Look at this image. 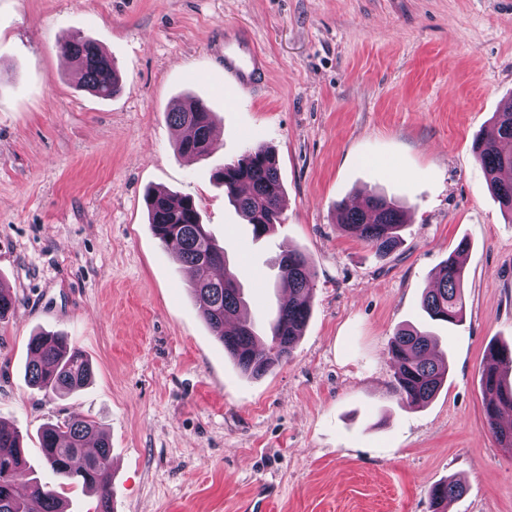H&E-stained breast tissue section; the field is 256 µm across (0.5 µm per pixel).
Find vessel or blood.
I'll return each mask as SVG.
<instances>
[{
	"label": "vessel or blood",
	"mask_w": 512,
	"mask_h": 512,
	"mask_svg": "<svg viewBox=\"0 0 512 512\" xmlns=\"http://www.w3.org/2000/svg\"><path fill=\"white\" fill-rule=\"evenodd\" d=\"M268 70L266 56L249 35L233 31L224 35V76L231 87L250 90L261 84Z\"/></svg>",
	"instance_id": "1"
}]
</instances>
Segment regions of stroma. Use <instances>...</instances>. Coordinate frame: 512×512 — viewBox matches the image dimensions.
I'll return each instance as SVG.
<instances>
[{
  "instance_id": "1",
  "label": "stroma",
  "mask_w": 512,
  "mask_h": 512,
  "mask_svg": "<svg viewBox=\"0 0 512 512\" xmlns=\"http://www.w3.org/2000/svg\"><path fill=\"white\" fill-rule=\"evenodd\" d=\"M247 31L264 84H224L225 32ZM95 41L121 92L80 88L58 50ZM195 96L215 149L177 156L165 114ZM512 104V0H0V421L21 431L18 481L59 487L65 512L96 499L43 464L38 433L79 411L112 446L114 512H512V454L482 405L484 351L512 343V224L473 150ZM274 151L281 220L253 241L214 173ZM192 197L264 323L283 248L306 253L312 312L290 360L252 379L213 336L190 274L154 236L143 197ZM372 192L408 222L381 258L336 224ZM462 324L435 332L448 378L428 404L395 391L388 347L460 241ZM68 336L91 382L64 397L28 386L27 344ZM466 490V486L459 480H449L432 486L429 495L433 503H444L447 507L448 501L461 497Z\"/></svg>"
}]
</instances>
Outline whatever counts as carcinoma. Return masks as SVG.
<instances>
[{
    "instance_id": "cac0c4a2",
    "label": "carcinoma",
    "mask_w": 512,
    "mask_h": 512,
    "mask_svg": "<svg viewBox=\"0 0 512 512\" xmlns=\"http://www.w3.org/2000/svg\"><path fill=\"white\" fill-rule=\"evenodd\" d=\"M59 50L80 62L82 88L102 99L120 92L121 80L112 58L94 41L71 36L60 42ZM166 120L185 131L176 142L177 155L202 157L210 153L214 144L210 138L213 119L202 100L188 98L178 103L166 113ZM472 149L490 189L512 221V109L495 113L492 129L478 136ZM216 180L223 184L229 201L251 225L253 236L261 237L274 230L282 214L284 192L270 149L256 147L245 151L237 161L224 165ZM147 210L154 235L163 246L173 247L179 262L194 271L191 292L212 333L239 370L251 377H261L290 359L311 312L313 273L308 257L292 249L279 257V279L288 284V302L269 324L270 345L260 349L251 321L243 319L233 329H226L228 317L246 307L247 301L236 268L230 266L226 249L217 244L202 224L195 201L189 196L156 190L147 194ZM335 210L339 227L379 256L386 257L400 246L406 215L385 197L368 194L355 207L341 201L336 203ZM467 249V242H459L456 254L442 264L433 288L423 296L422 310L432 322L457 325L463 321L465 268L458 254ZM436 349L437 336L425 328H399L392 337L388 354L396 367L397 391L405 406L428 403L444 385L448 359L445 353H436ZM28 351L27 383L47 395L75 392L93 377L87 354L62 334L37 333L30 338ZM493 351L504 358L489 361L482 373L483 408L501 447L512 451V420H501L504 413L512 412V382L503 372L505 367L512 370V348L492 343L485 353ZM39 445L45 466L62 479H74V458H81L79 483L99 501L110 498L111 445L96 421L73 411L63 422L45 426ZM21 448L19 431L0 422V512H62L60 495L51 487L35 482L28 495L16 492L15 481L26 466ZM465 492L462 482L449 480L432 486L429 495L432 502L446 504Z\"/></svg>"
}]
</instances>
